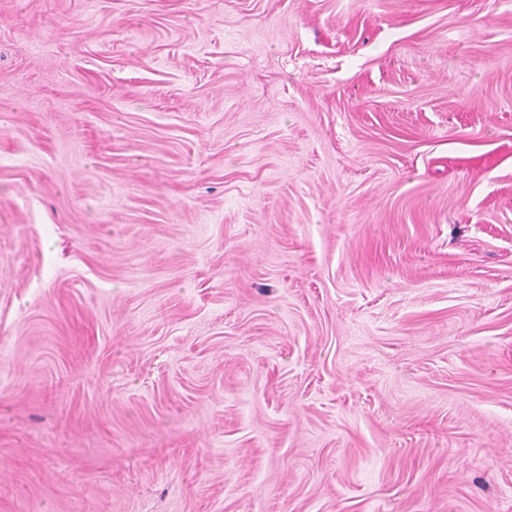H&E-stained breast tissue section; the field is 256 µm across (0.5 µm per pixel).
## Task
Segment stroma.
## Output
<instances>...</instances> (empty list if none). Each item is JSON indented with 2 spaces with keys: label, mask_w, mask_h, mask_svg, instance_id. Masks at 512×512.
Instances as JSON below:
<instances>
[{
  "label": "stroma",
  "mask_w": 512,
  "mask_h": 512,
  "mask_svg": "<svg viewBox=\"0 0 512 512\" xmlns=\"http://www.w3.org/2000/svg\"><path fill=\"white\" fill-rule=\"evenodd\" d=\"M0 512H512V0H0Z\"/></svg>",
  "instance_id": "stroma-1"
}]
</instances>
